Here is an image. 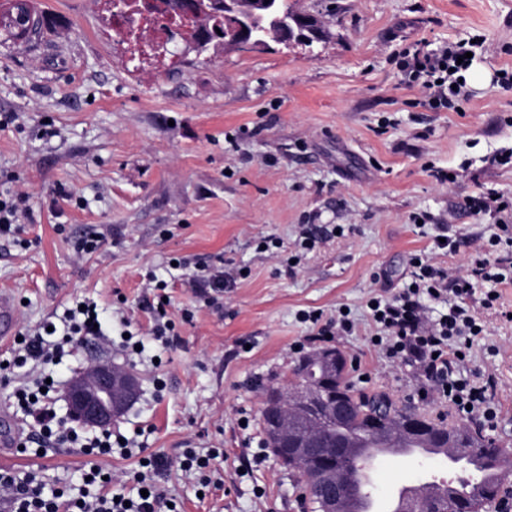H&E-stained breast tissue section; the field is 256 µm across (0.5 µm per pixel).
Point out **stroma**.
<instances>
[{"label": "stroma", "mask_w": 512, "mask_h": 512, "mask_svg": "<svg viewBox=\"0 0 512 512\" xmlns=\"http://www.w3.org/2000/svg\"><path fill=\"white\" fill-rule=\"evenodd\" d=\"M292 2L320 15L325 41L271 39L204 60L191 53L167 68L136 66L101 0H32L52 33L35 45L0 44V113L17 115L0 128V194L26 192L31 210L15 239H0V292L12 295L20 328L59 321L78 302L97 305L104 338L47 372L61 390L96 360L139 375L140 396L119 426L143 454L168 460L158 480L180 512H303L296 473L258 447L267 389L294 380L293 345L307 334L302 312L328 318L350 308L356 333L331 345L346 356L356 388L448 417L446 401L419 397L413 362L370 349L365 303L370 293L403 288L414 253L464 271L499 218L464 211L463 199L490 188L512 193V168L492 163L512 151V90L497 81L512 71V0ZM475 34L486 39L472 60L485 83L466 86L458 110L430 109L421 83L399 67L400 53L419 43L438 51ZM435 169L450 181H436ZM415 213L430 223H412ZM304 224L323 235L301 255ZM338 224L344 234H333ZM442 224L462 239L458 253L439 254ZM91 229L107 250L79 256L75 242ZM265 237L277 245L264 252ZM217 260L235 279L213 308L187 282L197 264ZM241 268L247 277H237ZM153 277L168 284L170 313H193L177 323L174 346L148 336ZM470 304L487 334L456 374L494 379L498 417L488 434L512 449V322L478 299ZM124 319L144 339L132 359L119 346ZM186 448L223 449L208 487L173 467ZM86 462L76 449L47 448L13 454L7 466L38 471L53 486L77 482ZM431 476L450 473L433 458L380 459L376 497Z\"/></svg>", "instance_id": "stroma-1"}]
</instances>
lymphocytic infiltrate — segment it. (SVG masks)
I'll return each instance as SVG.
<instances>
[{
  "instance_id": "obj_1",
  "label": "lymphocytic infiltrate",
  "mask_w": 512,
  "mask_h": 512,
  "mask_svg": "<svg viewBox=\"0 0 512 512\" xmlns=\"http://www.w3.org/2000/svg\"><path fill=\"white\" fill-rule=\"evenodd\" d=\"M474 49V43L468 41L438 53L417 49L406 55L402 68L413 78L422 80L431 109H449L464 93L459 81L469 65L463 57ZM410 265L411 280L402 291L391 297L373 296L367 301L370 347L390 359L414 361L426 380L425 394L447 399L455 415L471 414L483 422H492L498 416V408L488 386L455 375L475 339L486 334L484 324L462 300L488 282L492 288L485 292L481 304L483 308L493 309L500 299L498 285L512 284V224H500L498 234L471 260L465 274L449 275L447 269L420 253L411 256ZM450 294L459 297V304L451 306L439 319H429L424 299L440 300ZM96 311L92 303L69 310L68 325L62 337L55 341L48 340L46 332L41 330L20 329V339L12 346L11 358L0 365V376L9 377L14 368L31 361L58 364L65 346L74 347L98 336L94 326ZM300 319L310 324L311 330L305 340L296 343L299 352L307 343L335 335L349 336L356 329L354 319L343 312L326 320L321 312L313 310L301 313ZM54 390L51 383L42 390L26 385L15 389L17 403L31 418L34 433L33 439H21L20 444L78 449L89 458L81 471L83 482L76 488L63 485L49 490L35 472L21 475L0 469V512H177L170 507L167 495L155 480L165 465L163 458L156 454L140 458L138 470L129 477L133 493H115L101 460L111 455L115 446L134 448V440L108 428L89 434L67 425L57 416Z\"/></svg>"
}]
</instances>
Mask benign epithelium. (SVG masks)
I'll use <instances>...</instances> for the list:
<instances>
[{
	"label": "benign epithelium",
	"mask_w": 512,
	"mask_h": 512,
	"mask_svg": "<svg viewBox=\"0 0 512 512\" xmlns=\"http://www.w3.org/2000/svg\"><path fill=\"white\" fill-rule=\"evenodd\" d=\"M260 16L243 7V0H224V45L259 46L252 35ZM277 41L312 45L325 38L320 19L307 13L297 17V29L285 28ZM341 359L333 348H322L302 361L310 377L291 388L277 390L262 409L264 433L275 441L289 460L309 468L308 481L317 497L319 512H340L349 494L339 474L343 457L320 455L316 450V428L351 412L346 399L331 391ZM140 395V382L130 370L109 363L89 366L69 382L64 400L69 418L89 428H105L118 421ZM404 512H459L457 505L433 503L426 498L412 501Z\"/></svg>",
	"instance_id": "obj_1"
}]
</instances>
